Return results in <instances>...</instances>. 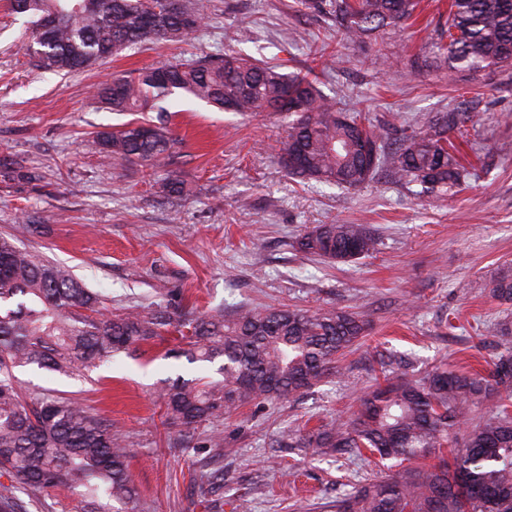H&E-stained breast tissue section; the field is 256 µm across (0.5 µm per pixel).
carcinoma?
<instances>
[{
	"label": "carcinoma",
	"mask_w": 512,
	"mask_h": 512,
	"mask_svg": "<svg viewBox=\"0 0 512 512\" xmlns=\"http://www.w3.org/2000/svg\"><path fill=\"white\" fill-rule=\"evenodd\" d=\"M327 11L347 42H362L417 19L419 0H300ZM30 18L27 51L37 68L55 74L91 70L148 42L178 45L207 17L206 0H181L166 12L162 0H9ZM434 55L457 73L512 68V0H448V21L435 42L424 43L412 64ZM189 97L221 112H286L292 117L279 163L294 177L357 188L384 172L413 196L445 199L470 175L448 131L464 135L465 116L448 112L402 130L387 150L384 134L359 112H341L309 74L225 53L187 65L162 62L119 72L95 97L114 112H154L156 120L128 122L97 134L116 161L154 167L170 157L176 139L169 108L160 102ZM160 192L192 193L168 179ZM298 248L336 263L377 251L361 224H318ZM492 295L512 301V275L492 283ZM369 329L342 309H221L128 311L104 315L97 298L64 265L46 263L0 238V468L28 495L70 492L82 512H138L129 471L130 451L112 438V422L81 403L26 393L17 367L68 374L89 369L141 342L180 334L182 353L212 363L222 359L220 382L174 381L163 394L165 415L188 429L251 401L289 400L333 372L338 358ZM487 372L460 373L442 363L425 376L399 373L365 390L347 417L317 431L290 428V448L363 455L390 461L396 473L353 488L336 512H512V340ZM494 413L472 424L473 409L499 390ZM465 432L457 442V432ZM452 448L453 461L442 449ZM435 463L419 466L420 460ZM17 487L0 484V512H21Z\"/></svg>",
	"instance_id": "cac0c4a2"
}]
</instances>
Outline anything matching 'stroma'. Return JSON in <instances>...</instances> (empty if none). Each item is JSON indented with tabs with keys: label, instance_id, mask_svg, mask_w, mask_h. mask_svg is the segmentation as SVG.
<instances>
[{
	"label": "stroma",
	"instance_id": "obj_1",
	"mask_svg": "<svg viewBox=\"0 0 512 512\" xmlns=\"http://www.w3.org/2000/svg\"><path fill=\"white\" fill-rule=\"evenodd\" d=\"M423 25L340 45L336 22L297 0H208L204 26L176 47L147 44L88 71L35 68L22 18L0 0V236L70 267L107 311L240 307L342 308L363 315L367 336L338 372L293 400L252 402L185 430L165 418L162 394L177 376L218 379L216 365L171 356L166 335L97 368L66 376L16 370L23 389L54 391L94 408L131 453L130 471L155 512H205L203 475L220 512H336L354 484L384 467L309 448H281L283 430H314L348 414L385 374L423 376L439 361L479 369L500 353L512 303L488 288L512 274V71L459 76L413 68L411 56L440 17L423 0ZM234 51L295 69L313 66L319 88L342 111L363 112L390 138L445 112L468 115L462 148L473 173L443 205L415 199L385 176L356 189L290 179L277 164L283 115L242 117L176 102L172 158L149 168L106 158L99 131L132 120L96 103L114 71ZM174 178L191 197L161 193ZM362 224L377 252L332 263L298 251L318 224ZM220 435L223 449L207 447Z\"/></svg>",
	"mask_w": 512,
	"mask_h": 512
}]
</instances>
